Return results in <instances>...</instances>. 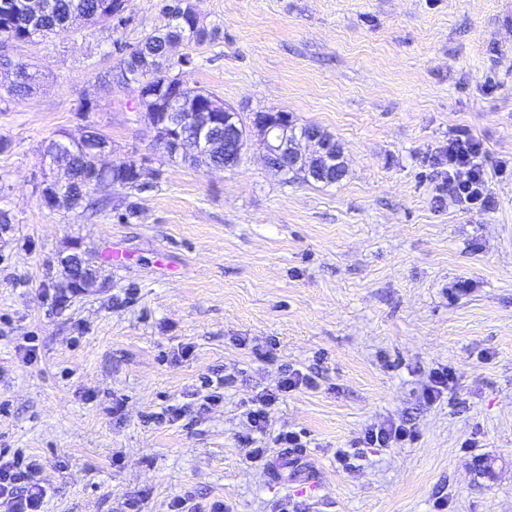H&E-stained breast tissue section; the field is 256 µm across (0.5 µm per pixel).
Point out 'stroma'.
I'll return each instance as SVG.
<instances>
[{
  "mask_svg": "<svg viewBox=\"0 0 512 512\" xmlns=\"http://www.w3.org/2000/svg\"><path fill=\"white\" fill-rule=\"evenodd\" d=\"M160 3L12 51L43 83L0 98V452L35 460L45 512H512V179L494 174L512 164V0H198L190 85L318 126L344 150L331 185L283 184L256 148L231 172L170 158L136 86L98 83L118 44L166 24ZM90 128L143 165L136 217L43 205L44 146ZM461 130L487 151L493 209L441 185ZM73 241L122 260L62 306ZM439 366L456 379L430 402ZM286 368L314 384L280 395L269 431L300 432L311 495L245 459L248 403ZM218 374L223 401L200 409ZM393 416L414 440L357 446Z\"/></svg>",
  "mask_w": 512,
  "mask_h": 512,
  "instance_id": "35a3bbf8",
  "label": "stroma"
}]
</instances>
